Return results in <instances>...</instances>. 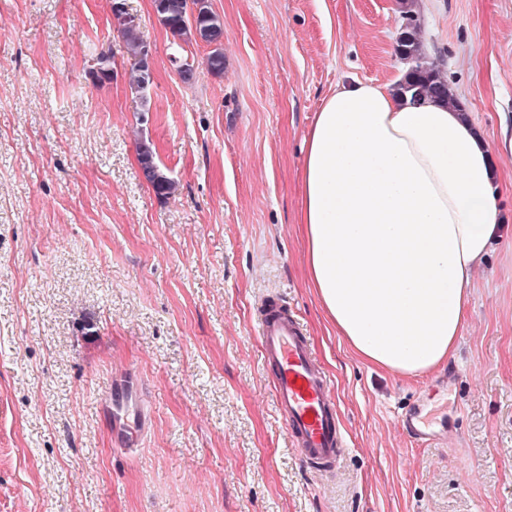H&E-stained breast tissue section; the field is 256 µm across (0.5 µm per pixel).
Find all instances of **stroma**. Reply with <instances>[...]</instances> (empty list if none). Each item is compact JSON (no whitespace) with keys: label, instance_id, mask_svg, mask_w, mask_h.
<instances>
[{"label":"stroma","instance_id":"stroma-1","mask_svg":"<svg viewBox=\"0 0 512 512\" xmlns=\"http://www.w3.org/2000/svg\"><path fill=\"white\" fill-rule=\"evenodd\" d=\"M211 47L175 46L153 0H125L154 50L146 98L111 0H0V512H512V156L505 237L477 273L448 365L362 362L306 282L296 225L305 138L347 76L394 81L398 0H210ZM421 44L491 141L512 117V0H427ZM110 83L90 73L100 52ZM193 68L183 81L173 56ZM152 139L175 183L137 159ZM279 297L338 396L348 447L319 476L292 447L255 335ZM129 370L150 421L105 412ZM423 415L448 439L411 444ZM144 144L150 146V153H143ZM138 160L146 180L150 183L155 193L160 198H167L175 189L174 181L168 176L166 168L162 167L157 161V153L153 144L145 137H141L137 142ZM167 176L163 178L161 176Z\"/></svg>","mask_w":512,"mask_h":512}]
</instances>
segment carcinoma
Listing matches in <instances>:
<instances>
[{
    "label": "carcinoma",
    "mask_w": 512,
    "mask_h": 512,
    "mask_svg": "<svg viewBox=\"0 0 512 512\" xmlns=\"http://www.w3.org/2000/svg\"><path fill=\"white\" fill-rule=\"evenodd\" d=\"M415 0H400V27L402 29L397 41V54L404 63L409 65L402 80L398 83L404 93L426 94L439 98L449 105L458 101L448 84V78L439 64L420 50L421 20L414 9ZM155 11L159 22L175 40L200 39L216 48L208 55L206 63L215 74L224 73V52L218 48L224 33V20L216 14L208 4V0H154ZM115 26L121 32L127 53L137 60L142 57L145 42L138 32V25L130 18L124 8L111 7ZM102 75L93 78V83L103 85L112 81L115 62L101 53L98 57ZM149 140L142 137L137 142L138 160L146 180L155 193L165 199L175 189L174 181L167 177L166 168L157 161L156 149L145 153L142 148Z\"/></svg>",
    "instance_id": "carcinoma-1"
}]
</instances>
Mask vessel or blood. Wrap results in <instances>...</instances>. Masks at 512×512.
Segmentation results:
<instances>
[{
  "label": "vessel or blood",
  "mask_w": 512,
  "mask_h": 512,
  "mask_svg": "<svg viewBox=\"0 0 512 512\" xmlns=\"http://www.w3.org/2000/svg\"><path fill=\"white\" fill-rule=\"evenodd\" d=\"M256 335L264 347L275 401L293 446L316 469H335L347 447L338 401L306 337L280 299L263 301Z\"/></svg>",
  "instance_id": "1"
}]
</instances>
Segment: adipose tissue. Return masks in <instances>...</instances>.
Returning <instances> with one entry per match:
<instances>
[{
    "label": "adipose tissue",
    "mask_w": 512,
    "mask_h": 512,
    "mask_svg": "<svg viewBox=\"0 0 512 512\" xmlns=\"http://www.w3.org/2000/svg\"><path fill=\"white\" fill-rule=\"evenodd\" d=\"M497 145L463 108L347 80L299 174L304 274L365 363L421 376L455 352L475 274L504 233Z\"/></svg>",
    "instance_id": "obj_1"
}]
</instances>
